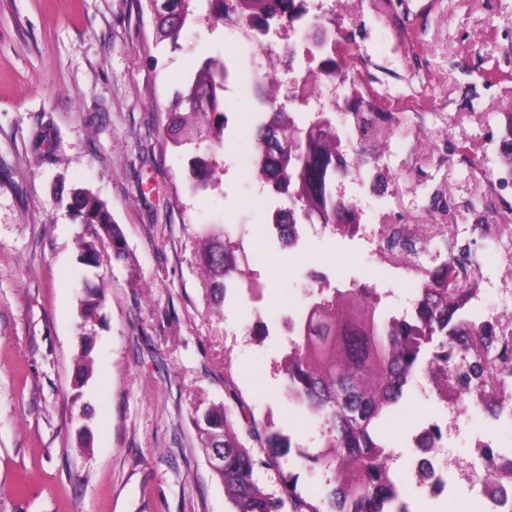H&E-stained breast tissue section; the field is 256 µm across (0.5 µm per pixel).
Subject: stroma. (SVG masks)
Wrapping results in <instances>:
<instances>
[{"mask_svg": "<svg viewBox=\"0 0 512 512\" xmlns=\"http://www.w3.org/2000/svg\"><path fill=\"white\" fill-rule=\"evenodd\" d=\"M306 19L257 52L237 25L202 21L177 44L156 42L146 0H0V512H231L201 448L196 411L226 400L224 372L257 423L291 448L280 471L257 469L260 485L291 478L320 500L330 473L300 449L322 441L319 420L296 413L280 372V324L309 302L311 275L363 279L384 253L358 255L350 235L305 224L295 247L271 223L276 206L240 161L249 151L251 93L224 94L223 148L211 139L173 148L165 113L206 58L238 73L275 77L280 94L317 62L289 53L307 18L359 56L355 76L394 122L356 140L361 175L346 194L360 214L354 232L397 224L421 241L430 224H467L464 238L432 242L437 261L480 260L476 294L497 304L489 280L512 287V265L484 264L512 223V181L500 178V138L512 116V0H305ZM494 69L497 81L484 72ZM50 129L53 160L40 162L32 132ZM213 155L212 188L190 187V161ZM87 189L104 201L126 240L127 261L102 250L80 263L83 228L65 197ZM234 219L232 239L265 286L242 290L214 312L203 297L197 232ZM104 286L94 324L84 325L88 287ZM93 369L79 381L77 359ZM429 379L416 372L385 426L396 455L434 414ZM407 512H483L465 486L434 498L399 487Z\"/></svg>", "mask_w": 512, "mask_h": 512, "instance_id": "35a3bbf8", "label": "stroma"}]
</instances>
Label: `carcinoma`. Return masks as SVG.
I'll list each match as a JSON object with an SVG mask.
<instances>
[{
	"label": "carcinoma",
	"mask_w": 512,
	"mask_h": 512,
	"mask_svg": "<svg viewBox=\"0 0 512 512\" xmlns=\"http://www.w3.org/2000/svg\"><path fill=\"white\" fill-rule=\"evenodd\" d=\"M197 0H155L152 14L156 40L177 43L188 23L199 19ZM209 14L219 20L237 16L256 22L267 35L274 26L293 25L305 14L304 0H206ZM324 59L308 71L292 102L307 104L319 82L350 81L345 110L354 125L369 131L374 122L391 120L389 112H374L372 92L349 80L348 54L322 53ZM230 76L220 59L207 58L166 112L167 140L180 147L206 132L220 146L224 138V88ZM273 79L265 76L250 85L260 110L256 113L253 138L255 173L273 197H284L289 206L274 211L279 238L293 244L297 225L306 221L353 227L360 223L353 203L336 192V183L352 173L359 155L342 145L336 124L326 112L296 120V111L276 103ZM33 143L52 155V137L42 128ZM193 188L207 191L214 177L215 160L198 156L191 162ZM68 209L84 228L80 235L81 260L98 261L99 248L111 251L112 259L124 261L128 249L123 234L107 204L87 190L74 192ZM202 242L199 265L206 300L224 305L229 291L248 280L262 290L256 279H247L235 245L214 224L199 235ZM82 307L84 323L96 321L104 293L89 290ZM471 289L454 264L429 271L410 321L387 316L372 288L339 289L324 282L313 297L303 320L289 339L281 362L288 400L301 412L320 419L325 429L318 448L303 450L302 457L333 473L326 506L306 499L293 480L282 481L276 490L261 487L256 468H279L280 449L290 442L268 425L259 427L250 405L235 385L230 365L224 367L227 406H211L196 417L202 449H224V471L214 476L224 486L232 512H406L387 463L390 446L384 428L403 396L408 378L421 369L435 380L439 394L467 399L487 411L497 407L486 402L487 382H496L497 365L512 360L505 347L490 358L499 336L492 325L476 329L465 305Z\"/></svg>",
	"instance_id": "obj_1"
}]
</instances>
